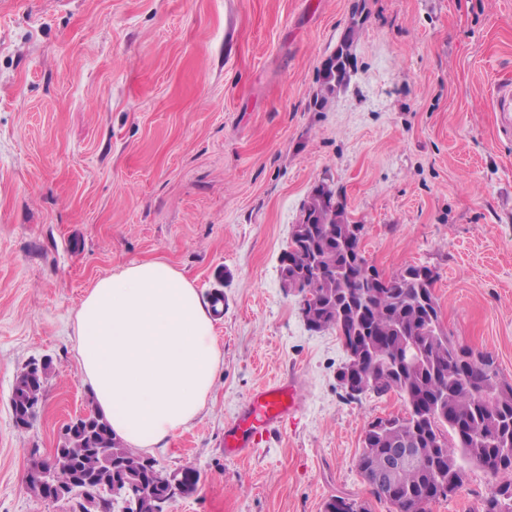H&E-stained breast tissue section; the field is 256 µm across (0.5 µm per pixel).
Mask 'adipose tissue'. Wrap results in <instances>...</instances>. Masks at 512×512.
Instances as JSON below:
<instances>
[{
  "instance_id": "obj_1",
  "label": "adipose tissue",
  "mask_w": 512,
  "mask_h": 512,
  "mask_svg": "<svg viewBox=\"0 0 512 512\" xmlns=\"http://www.w3.org/2000/svg\"><path fill=\"white\" fill-rule=\"evenodd\" d=\"M79 368L127 447H168L201 415L222 357L207 302L161 260L100 278L74 317Z\"/></svg>"
}]
</instances>
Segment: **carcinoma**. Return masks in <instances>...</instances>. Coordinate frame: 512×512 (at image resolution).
<instances>
[{
  "label": "carcinoma",
  "instance_id": "carcinoma-1",
  "mask_svg": "<svg viewBox=\"0 0 512 512\" xmlns=\"http://www.w3.org/2000/svg\"><path fill=\"white\" fill-rule=\"evenodd\" d=\"M355 37L356 29L349 28L325 60V94L348 84ZM301 212L307 215L304 234L284 252L281 271L303 270L321 258L323 272H309L304 285L305 304L317 329H333L364 351L359 392L349 399L395 392L405 405L404 415L378 418L364 431L361 471L382 470L391 448H411L416 456L397 476L395 495L379 488L374 490L377 498L397 512H424L423 504L438 499L431 494L438 486L445 483L448 495L457 494L470 467L493 478L512 471V382L500 376L493 358L448 336L434 296L433 272L408 265L374 284L356 241L346 240V203L328 210L311 194ZM50 370L51 363H36L17 378L11 396L17 425L29 424ZM113 460L141 479L139 491L146 499L139 512H154L175 496L177 487L196 485L193 471L165 473L155 461L126 447L98 411L91 421L78 418L68 428L65 462L53 482L63 493L79 488L93 501L111 484ZM484 512H512V482L497 486Z\"/></svg>",
  "mask_w": 512,
  "mask_h": 512
}]
</instances>
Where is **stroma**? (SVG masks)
Returning a JSON list of instances; mask_svg holds the SVG:
<instances>
[{
    "instance_id": "35a3bbf8",
    "label": "stroma",
    "mask_w": 512,
    "mask_h": 512,
    "mask_svg": "<svg viewBox=\"0 0 512 512\" xmlns=\"http://www.w3.org/2000/svg\"><path fill=\"white\" fill-rule=\"evenodd\" d=\"M357 28L354 69L322 65ZM512 82V0H0V512H101L31 490L32 458L89 410L74 316L123 266L169 262L224 292L212 399L154 459L193 469L165 512H395L360 473L363 431L397 393L351 401L335 330H309L280 256L318 183L362 224L384 276L420 265L450 338L512 380V137L491 106ZM51 373L18 428L17 375ZM295 385L298 411L248 454L224 431L250 393ZM477 467L429 512H483ZM356 29L349 28L343 35L336 51L330 55L323 66V91L332 94L338 88L344 87L350 80L351 64L350 47L356 37Z\"/></svg>"
}]
</instances>
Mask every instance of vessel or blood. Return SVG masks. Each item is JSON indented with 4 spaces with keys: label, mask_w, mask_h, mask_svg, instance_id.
<instances>
[{
    "label": "vessel or blood",
    "mask_w": 512,
    "mask_h": 512,
    "mask_svg": "<svg viewBox=\"0 0 512 512\" xmlns=\"http://www.w3.org/2000/svg\"><path fill=\"white\" fill-rule=\"evenodd\" d=\"M296 408L293 385L273 383L259 387L249 396L237 419L226 429V450L235 455L245 453L257 437L275 429Z\"/></svg>",
    "instance_id": "1"
}]
</instances>
